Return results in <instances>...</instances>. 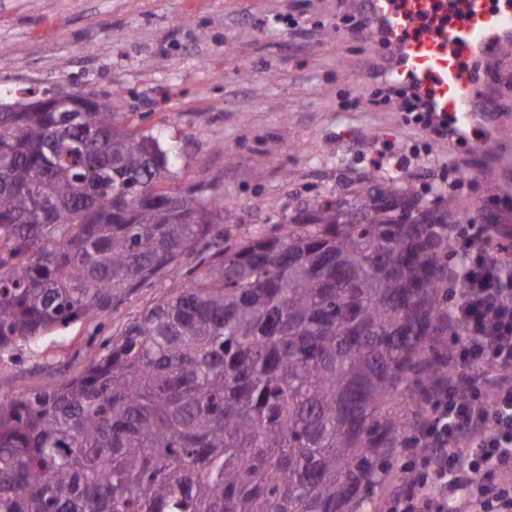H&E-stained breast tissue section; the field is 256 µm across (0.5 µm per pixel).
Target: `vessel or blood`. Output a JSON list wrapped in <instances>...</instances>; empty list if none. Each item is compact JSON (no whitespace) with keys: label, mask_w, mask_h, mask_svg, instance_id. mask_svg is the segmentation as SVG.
<instances>
[{"label":"vessel or blood","mask_w":512,"mask_h":512,"mask_svg":"<svg viewBox=\"0 0 512 512\" xmlns=\"http://www.w3.org/2000/svg\"><path fill=\"white\" fill-rule=\"evenodd\" d=\"M375 36L394 47L387 78L419 95L427 111L448 116L479 152L487 147L472 132L491 115L481 102L475 59L512 42V0H365Z\"/></svg>","instance_id":"vessel-or-blood-1"}]
</instances>
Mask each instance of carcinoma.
Returning <instances> with one entry per match:
<instances>
[{"label":"carcinoma","mask_w":512,"mask_h":512,"mask_svg":"<svg viewBox=\"0 0 512 512\" xmlns=\"http://www.w3.org/2000/svg\"><path fill=\"white\" fill-rule=\"evenodd\" d=\"M69 97L0 111V351L180 281L0 398V512H376L458 378L448 212L385 178L234 241L231 206L161 190L157 139Z\"/></svg>","instance_id":"carcinoma-1"}]
</instances>
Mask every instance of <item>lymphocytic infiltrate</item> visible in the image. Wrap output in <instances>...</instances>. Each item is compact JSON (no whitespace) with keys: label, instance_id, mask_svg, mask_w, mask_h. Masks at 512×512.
<instances>
[{"label":"lymphocytic infiltrate","instance_id":"f902f5d3","mask_svg":"<svg viewBox=\"0 0 512 512\" xmlns=\"http://www.w3.org/2000/svg\"><path fill=\"white\" fill-rule=\"evenodd\" d=\"M511 250L512 236L489 225H458L452 274L464 297L452 317L464 331L449 337L448 359L463 374L412 428L399 467L413 480L378 512H512Z\"/></svg>","mask_w":512,"mask_h":512}]
</instances>
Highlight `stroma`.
<instances>
[{
    "mask_svg": "<svg viewBox=\"0 0 512 512\" xmlns=\"http://www.w3.org/2000/svg\"><path fill=\"white\" fill-rule=\"evenodd\" d=\"M387 54L362 0H0V103L47 89L111 101L167 152L163 190L201 188L234 208V239L388 175L453 223L512 226V53L478 70L501 119L488 155L378 102ZM160 294L139 289L112 313L0 352V395L82 368L90 341Z\"/></svg>",
    "mask_w": 512,
    "mask_h": 512,
    "instance_id": "1",
    "label": "stroma"
}]
</instances>
